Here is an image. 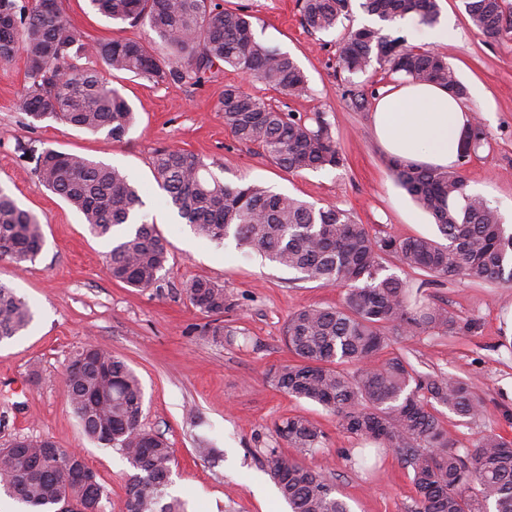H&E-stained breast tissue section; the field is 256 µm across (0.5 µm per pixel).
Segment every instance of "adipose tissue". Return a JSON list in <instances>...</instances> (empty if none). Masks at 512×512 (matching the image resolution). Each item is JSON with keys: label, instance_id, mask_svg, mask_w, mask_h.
<instances>
[{"label": "adipose tissue", "instance_id": "obj_1", "mask_svg": "<svg viewBox=\"0 0 512 512\" xmlns=\"http://www.w3.org/2000/svg\"><path fill=\"white\" fill-rule=\"evenodd\" d=\"M470 113L447 89L406 80L375 104L374 131L396 159L432 167L453 166Z\"/></svg>", "mask_w": 512, "mask_h": 512}]
</instances>
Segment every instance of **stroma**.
Returning a JSON list of instances; mask_svg holds the SVG:
<instances>
[{"instance_id":"35a3bbf8","label":"stroma","mask_w":512,"mask_h":512,"mask_svg":"<svg viewBox=\"0 0 512 512\" xmlns=\"http://www.w3.org/2000/svg\"><path fill=\"white\" fill-rule=\"evenodd\" d=\"M250 13L261 40L290 54L304 71L310 92L291 98L226 68L198 84H156L130 74L112 85L137 121L119 141L55 122H35L22 111L24 62L0 65V187L41 219L45 245L34 265L18 269L0 259V281L31 305L34 319L19 336L0 343V448L24 435L51 438L81 452L109 496L108 512H126L134 473L116 449L86 438L67 403L63 377L76 350L89 343L108 348L134 370L144 393L141 423L161 434L174 450L171 495L189 512H289L264 467L270 449L282 448L276 426L300 415L324 433L322 447L305 454L308 466L333 484L351 512H411L416 493L412 471L390 449L344 433L336 415L322 406L278 391L266 374L291 359L285 341L288 317L309 307L340 305L345 291L309 281L290 282L287 270L261 263L233 241L211 242L194 234L155 181V150L176 147L210 164L222 181H250L272 191L351 211L371 232L431 236L432 218L400 188L389 156L373 134L377 96L400 82L397 74L368 71L352 77L336 66L348 28L366 25L361 0L343 25L311 34L296 0H220ZM72 26L92 41L145 38L142 27L112 22L89 0H63ZM440 24L454 32L448 43L431 40V29L397 21L393 34L408 45L448 60L465 85L471 122L485 142L463 167L469 193L486 198L512 226V35L489 37L471 25L462 0H438ZM242 86L274 105L307 117L322 115L342 156L341 166L287 173L239 144L218 109L226 84ZM365 95L357 108L352 92ZM44 144L123 170L139 188L140 219L155 223L167 242L169 261L161 280L138 290L112 280L104 269L111 240L92 235L81 216L46 190L22 157L21 144ZM425 297L442 303L454 333L390 336L384 356L406 355L422 373L461 377L483 400L469 420L437 407L435 414L460 451L477 437L496 433L512 439V287L473 278L423 283L420 273L386 264ZM203 277L223 286L232 308L220 323L224 334L207 336L211 317L187 300L182 285ZM208 441L215 454L200 458Z\"/></svg>"}]
</instances>
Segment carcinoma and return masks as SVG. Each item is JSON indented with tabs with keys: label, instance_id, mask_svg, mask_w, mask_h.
Returning <instances> with one entry per match:
<instances>
[{
	"label": "carcinoma",
	"instance_id": "obj_1",
	"mask_svg": "<svg viewBox=\"0 0 512 512\" xmlns=\"http://www.w3.org/2000/svg\"><path fill=\"white\" fill-rule=\"evenodd\" d=\"M117 23L143 26L154 40L117 38L87 42L66 18L62 0H0V63L25 61L22 107L33 120L54 121L121 140L135 123L126 99L110 78L133 74L157 84L185 77L209 80L220 67L241 70L286 97L305 95L308 79L287 53L260 41L251 16L213 0H89ZM306 28L329 32L349 16L351 0H300ZM360 7L379 25L348 31L337 51V66L350 75L370 68L430 82L462 97L466 88L447 60L416 50L385 27L408 16L425 25L438 20L437 0H362ZM471 25L493 37L512 33L506 0H464ZM94 55L104 70L79 61ZM219 111L235 140L256 148L290 172L336 168L342 158L330 124L321 116L309 124L238 85H227ZM22 157L48 190L83 217L97 237H112L143 206L137 187L121 170L78 154L30 145ZM158 184L194 232L294 271L303 281L345 289L343 302L304 308L288 317L286 342L293 360L268 373L290 397L321 405L339 418L343 432L389 448L412 469L413 512H512V440L483 434L460 453L456 441L432 412L437 403L474 419L483 401L472 384L443 376H422L403 356L380 359L387 332L418 336L446 333L455 322L448 310L422 296L421 288L383 274L394 259L434 280L468 277L512 283V230L498 210L466 192L457 172L390 159L399 186L434 220L437 238L378 236L335 205L318 207L274 193L252 182L228 184L197 155L162 148L151 162ZM45 243L39 217L0 188V257L33 264ZM168 262L165 240L146 221L117 237L104 256L107 274L134 288L154 287ZM189 302L219 315L232 307L224 288L205 278L183 284ZM28 302L0 283V342L30 323ZM67 401L83 434L122 452L136 470L126 512H186L168 497L173 449L141 426L143 389L127 364L99 345L77 351L66 368ZM283 445L300 452L319 448L323 433L302 416L276 425ZM265 467L290 512H350L323 475L272 448ZM83 458L49 438L18 436L0 448V493L29 512H57L74 500L87 512H107L101 484L77 478Z\"/></svg>",
	"mask_w": 512,
	"mask_h": 512
}]
</instances>
